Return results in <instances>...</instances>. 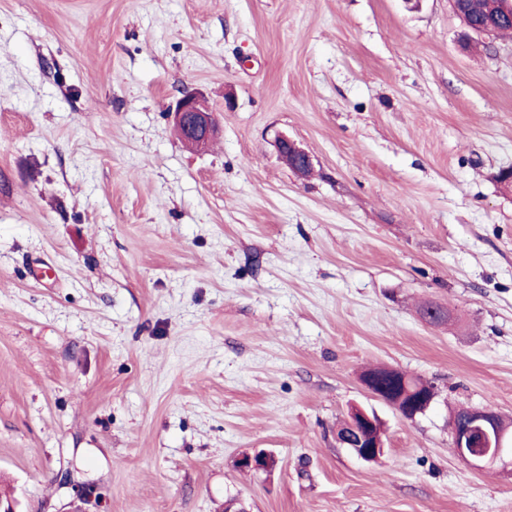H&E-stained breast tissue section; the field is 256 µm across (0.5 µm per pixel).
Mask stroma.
Segmentation results:
<instances>
[{
    "label": "stroma",
    "instance_id": "1",
    "mask_svg": "<svg viewBox=\"0 0 512 512\" xmlns=\"http://www.w3.org/2000/svg\"><path fill=\"white\" fill-rule=\"evenodd\" d=\"M186 90L220 125L202 151L170 117ZM507 168L512 34L449 0H0V489L17 512H512V469L451 450L457 407L512 420ZM383 366L430 411L371 394ZM354 405L379 463L336 441ZM258 451L271 474L238 467ZM276 149L280 158L288 164V157L292 161V168L299 174H306L311 168L309 154L286 136L278 137ZM402 377H406V380L404 379V384L406 381L410 389L423 385L425 383L428 384V382L423 381L420 378H413L406 375L405 373L402 374ZM363 382L372 394L390 404L404 419H415L417 415L424 414L431 405V402L426 404L427 400L430 397V392L434 391V389L431 388V386L429 385L420 386L417 389V391L420 392V394L411 402H409L406 406H401V400H392L380 386H377L376 384L370 382L368 379H364ZM422 406L424 407L422 408Z\"/></svg>",
    "mask_w": 512,
    "mask_h": 512
}]
</instances>
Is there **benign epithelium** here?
Instances as JSON below:
<instances>
[{"label": "benign epithelium", "instance_id": "obj_1", "mask_svg": "<svg viewBox=\"0 0 512 512\" xmlns=\"http://www.w3.org/2000/svg\"><path fill=\"white\" fill-rule=\"evenodd\" d=\"M456 14L463 19L464 26L472 33L481 35L493 33L505 17L512 18V0H496L493 9L480 13V22L468 21L471 0H452ZM174 126L181 139L196 149L208 146L217 132L213 112L197 93L187 92L177 101L172 112ZM276 149L283 161H292V168L299 174H306L311 168L309 154L286 136L278 137ZM368 390L390 404L401 417L413 420L428 410L426 402L433 388L423 385L419 395L407 405L392 400L385 391L364 380ZM465 415L453 416L456 428L452 439L455 455L469 462L473 469L482 471L505 462V455H512V432L502 425L503 418L494 411L463 409ZM345 428L336 435L338 443L349 449L357 459L376 462L384 454L385 440L381 421L360 407L352 408L345 420ZM240 467L256 473L269 470L270 459L266 455H244L239 459Z\"/></svg>", "mask_w": 512, "mask_h": 512}]
</instances>
